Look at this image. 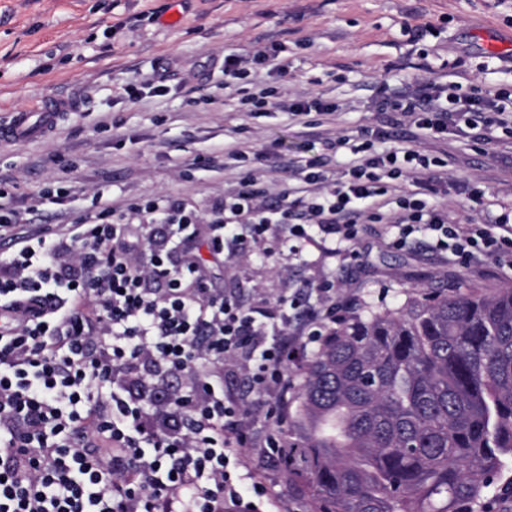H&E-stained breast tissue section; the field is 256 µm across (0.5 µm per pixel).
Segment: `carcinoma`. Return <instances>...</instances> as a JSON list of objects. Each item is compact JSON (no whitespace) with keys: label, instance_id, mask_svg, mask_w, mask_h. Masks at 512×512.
<instances>
[{"label":"carcinoma","instance_id":"1","mask_svg":"<svg viewBox=\"0 0 512 512\" xmlns=\"http://www.w3.org/2000/svg\"><path fill=\"white\" fill-rule=\"evenodd\" d=\"M288 484L308 512H499L512 287L355 312L301 368Z\"/></svg>","mask_w":512,"mask_h":512}]
</instances>
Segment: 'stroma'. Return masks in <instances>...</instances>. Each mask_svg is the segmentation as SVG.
Segmentation results:
<instances>
[{"label":"stroma","mask_w":512,"mask_h":512,"mask_svg":"<svg viewBox=\"0 0 512 512\" xmlns=\"http://www.w3.org/2000/svg\"><path fill=\"white\" fill-rule=\"evenodd\" d=\"M425 23L440 35L414 42L403 31ZM274 43L288 49L287 75L261 69L240 80V93H226L225 55ZM384 79L511 85L512 0H0V124L45 98L81 100L49 137L0 143V192L19 214L18 233L167 197L206 220L238 182L229 148L251 155L273 201L283 186L297 187L291 174L306 160L340 177L345 155L325 140L381 125L390 137L375 150L409 140L447 160V183L424 199L447 208L451 222L486 224L512 211V137L497 131L484 146L413 139L412 127L379 110ZM255 80L277 98L321 95L340 109L310 127L274 108L251 111L242 92ZM259 151L263 160H254ZM473 188L484 190L482 202L469 199ZM385 231L371 225L356 260L313 248L302 262L251 257L238 265L205 247L198 259L209 287L246 308L323 277L354 307L376 309L431 291L512 286L492 259L462 268L418 239L388 248Z\"/></svg>","instance_id":"1"}]
</instances>
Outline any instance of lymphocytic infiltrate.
<instances>
[{"instance_id": "lymphocytic-infiltrate-1", "label": "lymphocytic infiltrate", "mask_w": 512, "mask_h": 512, "mask_svg": "<svg viewBox=\"0 0 512 512\" xmlns=\"http://www.w3.org/2000/svg\"><path fill=\"white\" fill-rule=\"evenodd\" d=\"M251 64L278 74L289 66L277 47L225 56V88ZM379 91L381 111L425 135L478 145L497 130L512 136V89L463 93L433 83ZM272 95L258 84L247 101L295 116L338 109L319 95ZM385 136L364 127L328 141L329 150L351 151L341 177L314 164L298 168L294 177L309 194L287 187L273 205L245 172L217 207L209 247L300 260L308 246L329 242L341 257L365 224L384 220L390 248L404 249L419 233L460 265L488 256L512 270L508 218L452 224L447 211L410 195L386 217L393 181L411 176L431 188L445 162L412 148L374 151ZM144 211L136 224L98 214L40 231L0 258V512H265L277 496L263 473L243 470L242 451L284 463L288 370L348 305L328 278L316 284V300L279 297L258 310L214 296L195 259L197 215L169 198ZM228 367L265 396L262 406L252 411L225 394Z\"/></svg>"}]
</instances>
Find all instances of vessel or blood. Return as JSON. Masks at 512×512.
Segmentation results:
<instances>
[{"label":"vessel or blood","mask_w":512,"mask_h":512,"mask_svg":"<svg viewBox=\"0 0 512 512\" xmlns=\"http://www.w3.org/2000/svg\"><path fill=\"white\" fill-rule=\"evenodd\" d=\"M76 107L74 99L50 98L32 109L12 113L10 120L0 125V141L19 142L44 138L54 130L63 114L74 111Z\"/></svg>","instance_id":"b4317fda"}]
</instances>
